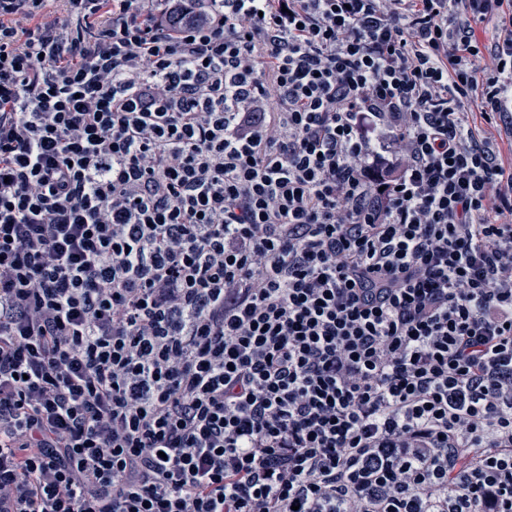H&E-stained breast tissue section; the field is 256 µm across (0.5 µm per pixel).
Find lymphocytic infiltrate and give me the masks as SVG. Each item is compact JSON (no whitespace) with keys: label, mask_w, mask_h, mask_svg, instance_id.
I'll list each match as a JSON object with an SVG mask.
<instances>
[{"label":"lymphocytic infiltrate","mask_w":512,"mask_h":512,"mask_svg":"<svg viewBox=\"0 0 512 512\" xmlns=\"http://www.w3.org/2000/svg\"><path fill=\"white\" fill-rule=\"evenodd\" d=\"M475 100L512 0H0V504L512 512Z\"/></svg>","instance_id":"lymphocytic-infiltrate-1"}]
</instances>
